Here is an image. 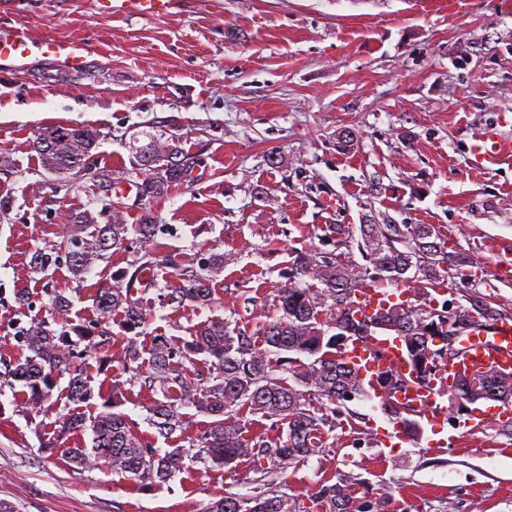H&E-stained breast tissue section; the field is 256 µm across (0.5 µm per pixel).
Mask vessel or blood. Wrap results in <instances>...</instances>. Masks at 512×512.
Here are the masks:
<instances>
[{"label":"vessel or blood","mask_w":512,"mask_h":512,"mask_svg":"<svg viewBox=\"0 0 512 512\" xmlns=\"http://www.w3.org/2000/svg\"><path fill=\"white\" fill-rule=\"evenodd\" d=\"M102 14L157 17L169 14L175 0H94ZM50 60L59 69L84 73L92 54L90 44L83 39H45L33 42L21 25L0 26V69L22 70L32 55ZM512 127V113H499L496 120L484 128L472 145L471 162L485 170L495 169L502 161L504 128ZM357 300L365 316L371 317L390 308L397 295L379 288L360 289ZM460 355L450 365L451 376L466 378L484 372L512 374V319L505 317L487 323L471 337L462 341ZM349 359L360 369L368 382H376L386 370L409 374L410 367L401 344L390 337L375 333L358 337L348 351ZM443 387L439 383L414 385L390 396L388 405L415 417L421 425L442 426L448 418V406L442 400ZM512 416V404L476 407L471 411L474 426L487 420Z\"/></svg>","instance_id":"obj_1"}]
</instances>
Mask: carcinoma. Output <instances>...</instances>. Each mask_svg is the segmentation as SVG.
I'll return each instance as SVG.
<instances>
[{"mask_svg":"<svg viewBox=\"0 0 512 512\" xmlns=\"http://www.w3.org/2000/svg\"><path fill=\"white\" fill-rule=\"evenodd\" d=\"M146 137L148 143L132 144L130 150L146 171L140 184L142 195L156 197L184 181L194 161L175 138L151 132ZM99 139L100 133L93 128L56 125L42 129L33 146L44 170L67 184L86 178L107 182L109 176L88 163ZM101 213L106 215L103 223L92 215L75 217L57 249L66 253L72 278L80 283L109 251L125 245L129 232L138 235L141 257L132 273L115 277L111 288L93 298L102 322L91 329L73 322L71 301L55 294L52 321H31L23 331L28 355L0 372V387L21 383L30 415L45 412L52 391L64 377L70 403L79 406L96 397L101 400L100 409L87 419L78 413L60 415L56 437L43 443L52 450L70 436L90 432V443L67 448L69 461L81 469L105 466L139 491L174 478L186 470L188 461L227 467L246 459L264 475L265 462L284 473L325 451L324 428L336 427L346 403L376 396L377 390L361 380L347 358L353 339L367 334L372 326L403 342L417 383L432 382L441 374L448 341L434 344L432 327L443 325L440 313L446 311L448 301L437 303L433 292L471 258L460 250H448L428 224L389 220L359 225L357 246L364 265L349 255L296 254L291 267L295 281L277 290L280 315L264 326L260 343L216 318L197 325L191 340L182 345L158 336L145 349L136 330L146 315L128 285L155 283L156 225L138 224L131 229L118 212L103 209ZM230 261L232 255L214 252L200 270H179L181 285L167 294L169 302L208 305L211 284ZM303 277L318 280L319 286L302 285ZM382 282L404 288L411 299L368 321L360 319L356 292ZM116 309L123 311L129 332L119 340L106 327ZM473 312L486 322L501 317L491 302L473 296L470 308L456 312L461 328L455 341L468 335ZM117 342L127 369L149 364L144 387L162 398L148 407L147 421L173 447L156 448L132 430L123 411L128 400L123 384L111 382L95 389L85 376L80 360L91 353L109 363V351ZM199 356L208 364L204 374L195 369ZM411 385L389 375L380 383L381 398ZM447 393L449 401L464 404L512 399V375L486 372L476 380L458 379ZM188 407L211 417L194 435L188 433V416L183 412ZM244 410L271 422L269 432L252 431L250 422L241 417ZM311 501L317 512H387L389 498L362 488L353 473L341 472L335 482L322 485ZM206 512H310V508L292 506L270 480L259 483L248 496L224 495L210 502Z\"/></svg>","mask_w":512,"mask_h":512,"instance_id":"cac0c4a2","label":"carcinoma"}]
</instances>
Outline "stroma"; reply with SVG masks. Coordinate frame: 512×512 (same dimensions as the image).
Wrapping results in <instances>:
<instances>
[{
    "label": "stroma",
    "instance_id": "35a3bbf8",
    "mask_svg": "<svg viewBox=\"0 0 512 512\" xmlns=\"http://www.w3.org/2000/svg\"><path fill=\"white\" fill-rule=\"evenodd\" d=\"M16 2L12 19L32 39H85L93 53L78 75L43 58L0 72V157L10 160L0 167V369L25 355L22 329L49 319L53 293L70 298L76 322L98 320L90 297L134 264L136 240L80 284L65 253L45 274L31 259L53 250L76 215L108 203L126 224L158 227L157 283L135 292L145 346L160 335L187 341L216 317L261 337L293 256L335 253L329 225L372 216L432 225L472 260L443 298L465 308L484 295L512 318V273L495 269L512 259V129L497 170L474 169L468 151L486 124L512 113V0H179L160 18L102 14L92 0ZM59 124L101 132L90 162L111 189L65 187L44 170L33 140ZM146 131L175 136L195 159L190 177L155 198L139 194L128 148ZM216 248L235 259L211 304H163L176 267L199 268ZM111 354L107 368L90 356L83 369L92 383H124V410L149 433L153 395L119 349ZM66 394L57 387L35 417L21 392L0 396V500L15 512H205L224 494L253 492L246 461L198 462L142 492L107 468L75 467L63 448L42 446L72 410ZM348 408L324 454L276 474L290 502L309 503L324 480L350 472L387 492L390 512H512V436L498 423L450 420L431 444L381 448L369 435L392 430L388 418L371 401Z\"/></svg>",
    "mask_w": 512,
    "mask_h": 512
}]
</instances>
